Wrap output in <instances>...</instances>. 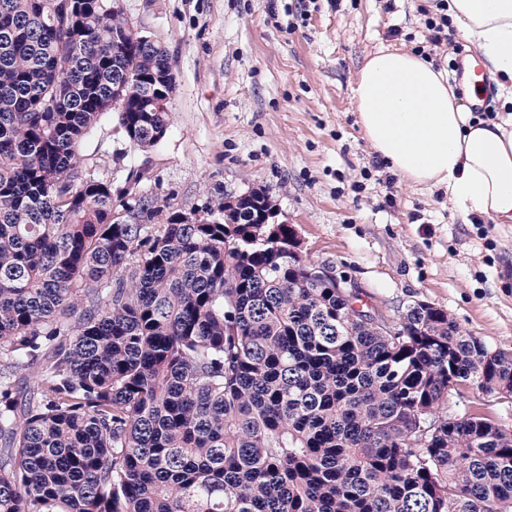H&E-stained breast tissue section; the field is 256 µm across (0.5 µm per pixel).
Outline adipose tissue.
Segmentation results:
<instances>
[{"instance_id": "obj_1", "label": "adipose tissue", "mask_w": 512, "mask_h": 512, "mask_svg": "<svg viewBox=\"0 0 512 512\" xmlns=\"http://www.w3.org/2000/svg\"><path fill=\"white\" fill-rule=\"evenodd\" d=\"M447 14L500 89L495 119L465 111L428 58L383 47L351 88L358 123L401 182L446 190L462 215L512 224V0H448Z\"/></svg>"}]
</instances>
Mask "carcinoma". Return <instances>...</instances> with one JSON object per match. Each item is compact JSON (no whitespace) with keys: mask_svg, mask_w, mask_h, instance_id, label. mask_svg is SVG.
<instances>
[{"mask_svg":"<svg viewBox=\"0 0 512 512\" xmlns=\"http://www.w3.org/2000/svg\"><path fill=\"white\" fill-rule=\"evenodd\" d=\"M59 2L0 0V512H512V434L448 417L512 355L315 282L286 224L113 194L81 147L164 140L170 53Z\"/></svg>","mask_w":512,"mask_h":512,"instance_id":"1","label":"carcinoma"}]
</instances>
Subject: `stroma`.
I'll return each instance as SVG.
<instances>
[{"label": "stroma", "instance_id": "stroma-1", "mask_svg": "<svg viewBox=\"0 0 512 512\" xmlns=\"http://www.w3.org/2000/svg\"><path fill=\"white\" fill-rule=\"evenodd\" d=\"M124 14L169 50L173 125L138 150L107 116L85 164L142 187L168 210L198 211L228 191H270L301 251L360 288L389 317L416 302L448 312L493 350L512 354V224L474 223L445 191L410 187L376 158L356 122L351 85L382 45L424 49L448 69L470 51L433 46L430 0H122ZM512 432V400L465 392L449 414Z\"/></svg>", "mask_w": 512, "mask_h": 512}]
</instances>
